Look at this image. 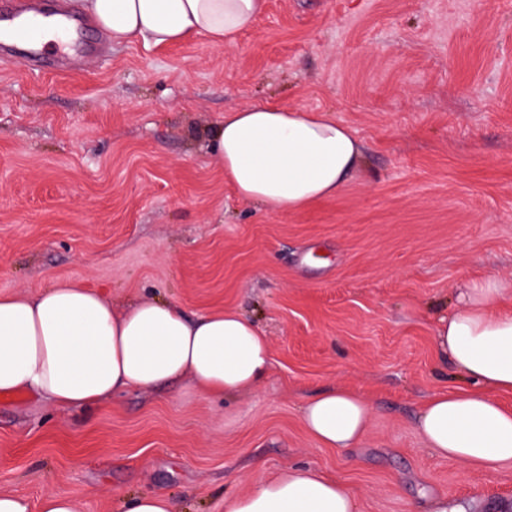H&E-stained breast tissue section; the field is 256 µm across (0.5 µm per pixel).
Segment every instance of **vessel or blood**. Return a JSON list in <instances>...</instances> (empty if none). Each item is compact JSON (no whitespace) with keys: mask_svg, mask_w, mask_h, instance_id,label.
Here are the masks:
<instances>
[{"mask_svg":"<svg viewBox=\"0 0 512 512\" xmlns=\"http://www.w3.org/2000/svg\"><path fill=\"white\" fill-rule=\"evenodd\" d=\"M51 0H24L23 5L0 13V52L10 47L25 49L34 73H41L44 60L40 55L43 40L42 20L50 15ZM86 20L75 13L63 12L58 18L57 52L78 54L79 58L94 57V47H80L79 41L86 30Z\"/></svg>","mask_w":512,"mask_h":512,"instance_id":"obj_1","label":"vessel or blood"}]
</instances>
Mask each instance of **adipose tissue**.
I'll return each instance as SVG.
<instances>
[{"label": "adipose tissue", "mask_w": 512, "mask_h": 512, "mask_svg": "<svg viewBox=\"0 0 512 512\" xmlns=\"http://www.w3.org/2000/svg\"><path fill=\"white\" fill-rule=\"evenodd\" d=\"M266 0H83L113 42L161 46L191 35L234 47L264 12ZM212 150L235 195L270 212L302 209L342 192L360 165L356 134L324 112L279 104L225 113ZM512 280L465 281L458 307L437 318L435 347L470 381L469 388L429 398L416 428L436 456L474 468L512 462ZM263 331L234 310L192 319L178 306L141 302L113 307L97 288L59 281L33 296L0 295V393L26 391L60 409L89 411L127 389L151 390L190 378L212 398L257 389L272 367ZM310 434L330 448L354 447L368 406L338 385L302 409ZM352 490L311 466L273 478L256 475L245 494L224 500V512H356Z\"/></svg>", "instance_id": "1"}]
</instances>
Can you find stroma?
<instances>
[{
  "mask_svg": "<svg viewBox=\"0 0 512 512\" xmlns=\"http://www.w3.org/2000/svg\"><path fill=\"white\" fill-rule=\"evenodd\" d=\"M106 44L102 62L35 75L0 60V294L59 280L113 307L232 308L268 337L257 390L207 398L188 382L131 390L89 412L0 394V492L39 507L121 512L166 495L224 512L255 471L310 465L357 512H512V464L427 450L441 375L438 316L469 279L512 277V0H266L236 47L205 37ZM278 102L331 111L364 144L334 198L270 213L239 199L209 147L225 112ZM344 385L369 407L352 448L320 445L305 402ZM123 512H174L170 499L158 493L120 498Z\"/></svg>",
  "mask_w": 512,
  "mask_h": 512,
  "instance_id": "stroma-1",
  "label": "stroma"
}]
</instances>
